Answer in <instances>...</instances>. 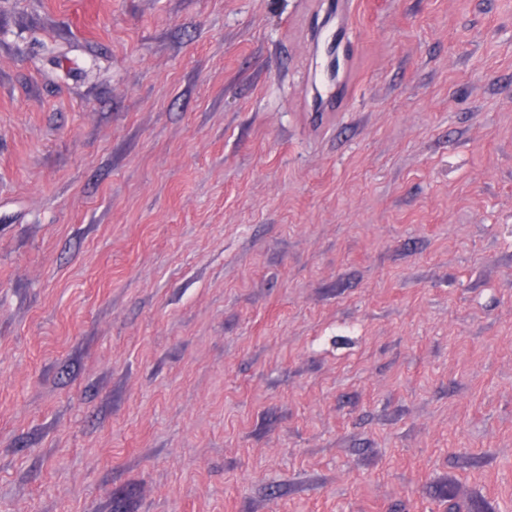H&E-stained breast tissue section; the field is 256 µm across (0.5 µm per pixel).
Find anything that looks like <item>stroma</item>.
Instances as JSON below:
<instances>
[{
  "mask_svg": "<svg viewBox=\"0 0 512 512\" xmlns=\"http://www.w3.org/2000/svg\"><path fill=\"white\" fill-rule=\"evenodd\" d=\"M0 0V512H512V0ZM358 1L357 0H336L328 1L325 9V15L323 18V24L320 29L315 30L311 26L310 19L307 24L308 38L311 43L318 41L322 36L324 30H326L336 18V31L333 33V41L336 40V47L333 46L331 53L327 56L324 61L323 69L329 75V80L326 86L329 91L325 94L316 92V98L311 102L308 112L312 113V118L315 122L322 121L323 112H339L336 109H332L333 92L336 88V84L342 79L350 78V72L348 64L352 60V53L348 44L344 43L342 38L339 37L341 31L348 26L356 12ZM335 54V63H334ZM342 56L344 60V66L342 69L339 65V56ZM336 56L338 60V66H336ZM333 90V91H332Z\"/></svg>",
  "mask_w": 512,
  "mask_h": 512,
  "instance_id": "35a3bbf8",
  "label": "stroma"
}]
</instances>
